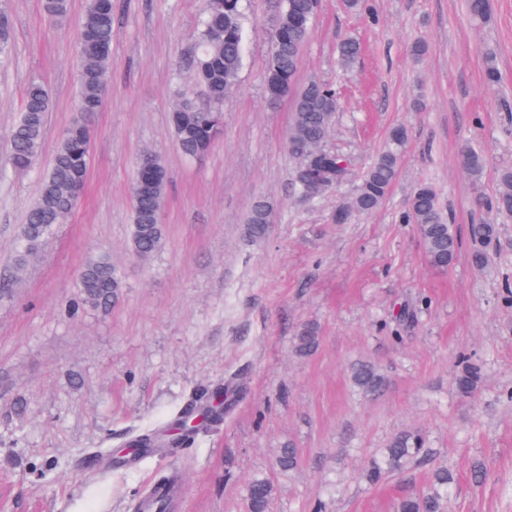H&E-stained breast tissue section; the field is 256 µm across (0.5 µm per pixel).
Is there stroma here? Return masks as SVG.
<instances>
[{"label":"stroma","mask_w":512,"mask_h":512,"mask_svg":"<svg viewBox=\"0 0 512 512\" xmlns=\"http://www.w3.org/2000/svg\"><path fill=\"white\" fill-rule=\"evenodd\" d=\"M86 0H70L52 25L42 0H0L14 50L0 61V512H133L156 478H181V512H243L260 475L274 512H394L433 466L455 481L447 512H512V216L477 209L458 149H481L489 167L512 166V0H490L488 22L465 0H369L370 12L322 0L296 79L335 86L339 107L326 140L348 160L346 180L299 201L288 149L291 101L269 103L263 77L282 0H243L245 51L224 104V130L191 162L170 126L201 0H112L114 35L100 111L88 113L90 165L67 223L15 264L21 228L78 108L77 31ZM362 50L337 61L344 36ZM422 43L425 55L412 49ZM501 81L487 88L486 56ZM50 93L34 168L7 164L9 133L26 83ZM408 140L384 205L336 224L390 130ZM162 159L164 241L149 260L129 245L135 167ZM431 183L464 243L453 266L431 268L415 225L405 223L414 187ZM273 208L264 235L244 217L256 199ZM498 234L478 267L469 226ZM108 256L122 286L109 308L84 306L78 275ZM315 348L298 349L304 325ZM481 366L472 394L454 383L461 359ZM384 378L363 395L350 368ZM223 391L224 413L190 444L127 469L112 453L166 430L188 403ZM417 431L430 454L383 484L368 460L396 434ZM298 466L275 469L279 449Z\"/></svg>","instance_id":"obj_1"}]
</instances>
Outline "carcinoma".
<instances>
[{"instance_id":"1","label":"carcinoma","mask_w":512,"mask_h":512,"mask_svg":"<svg viewBox=\"0 0 512 512\" xmlns=\"http://www.w3.org/2000/svg\"><path fill=\"white\" fill-rule=\"evenodd\" d=\"M321 0H285L272 33L264 88L268 101L291 89L293 123L288 136L289 150L300 159L293 173L296 193L304 200L321 196L339 184L347 170L346 160L323 147L337 109L336 90L332 85L311 80L303 85L296 82L299 54L304 47ZM468 15L478 21L490 18L489 0H465ZM49 20H63L69 13V0H44ZM113 14L108 0H86L78 32V98L79 107L97 112L102 107L107 89V70L112 54ZM244 26L240 0H202L195 53L191 59L192 85L179 92L170 116L174 143L183 156L191 159L205 156L215 143L209 113L220 111L224 99L236 86L243 62ZM360 44L353 38L339 45L343 65L351 64L358 56ZM50 96L44 83L36 76L28 81L23 104L10 133L9 164L18 171L33 167L42 144L45 113L49 111ZM407 140V131L399 126L389 133L388 144L361 177L347 204L336 210L334 220L346 223L356 215L370 214L385 201L399 172L400 148ZM459 163L475 186L487 175L484 154L469 144L459 149ZM90 162V136L83 127L69 126L63 133L53 163L42 179L38 198L29 208L23 225V246L16 258L17 266L26 264L36 245L54 228L66 223L73 211L71 197L76 183L86 180ZM161 172L153 187L133 198L130 224V247L140 259L157 252L164 239V226L157 223V212L163 208L167 171L157 161ZM495 192L478 194V209L502 215H512V168L503 167L494 174ZM405 220L416 226L423 241L429 265L444 270L450 267L461 248L454 225L442 211L435 188L429 183L417 185L411 195ZM271 223V212L264 200L251 205L245 224L251 233L260 236ZM496 235L493 224H473L470 239L473 245L472 263L483 267L488 263L486 244ZM116 270L105 255L86 261L78 280L82 303L95 309L112 305L118 295L113 278ZM354 383L366 394H376L383 377L371 364L353 368ZM482 378L481 367L466 362L456 376L458 390L468 394L477 388ZM219 414L212 408L192 412L185 408L171 423L174 430L190 438L199 426L191 425L197 418L215 420ZM428 456L426 440L417 431L393 437L382 453L373 457L365 476L378 484L389 476ZM295 448H281L276 465L292 469L297 465ZM448 468L432 472L429 484L400 497L396 512H445L448 500ZM274 487L267 478H255L246 488L248 512H268Z\"/></svg>"}]
</instances>
